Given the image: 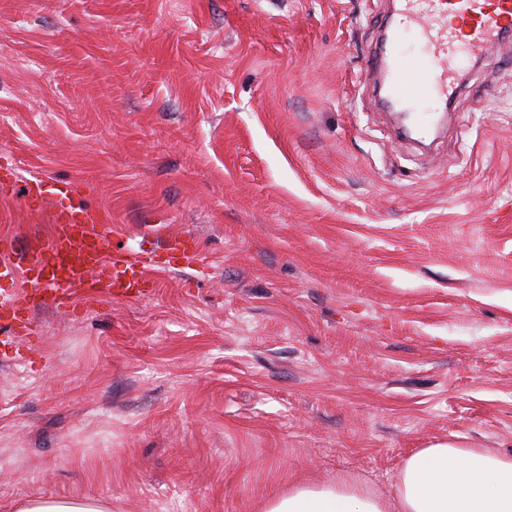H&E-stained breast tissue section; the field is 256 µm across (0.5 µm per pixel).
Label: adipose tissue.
Listing matches in <instances>:
<instances>
[{"label": "adipose tissue", "instance_id": "adipose-tissue-1", "mask_svg": "<svg viewBox=\"0 0 512 512\" xmlns=\"http://www.w3.org/2000/svg\"><path fill=\"white\" fill-rule=\"evenodd\" d=\"M266 512H512V456L438 444L405 459L393 498L328 481L292 487Z\"/></svg>", "mask_w": 512, "mask_h": 512}]
</instances>
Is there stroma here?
<instances>
[{
    "instance_id": "obj_1",
    "label": "stroma",
    "mask_w": 512,
    "mask_h": 512,
    "mask_svg": "<svg viewBox=\"0 0 512 512\" xmlns=\"http://www.w3.org/2000/svg\"><path fill=\"white\" fill-rule=\"evenodd\" d=\"M391 0H0V180L82 183L194 280L0 335V512L392 496L412 452L512 454V39L412 140L364 85ZM0 193L37 251L54 207ZM18 512H108L102 502L41 497L21 503Z\"/></svg>"
}]
</instances>
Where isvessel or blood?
<instances>
[{"mask_svg":"<svg viewBox=\"0 0 512 512\" xmlns=\"http://www.w3.org/2000/svg\"><path fill=\"white\" fill-rule=\"evenodd\" d=\"M383 32L367 58L366 72L381 84L389 108L412 113L417 128L435 120L433 104L448 103L462 89L465 62L480 60L489 45L512 36V0H398ZM411 41L410 52L399 49ZM78 188L71 182H52L41 176L25 181V201L39 209L52 202L56 224L46 253L17 250L0 242V330L13 336L30 328L29 302L52 296L60 307H71L75 296L85 301L111 293L112 250L110 218L76 203ZM198 251L176 250L165 262L154 251L140 249L124 261L137 286H146L152 273L195 269Z\"/></svg>","mask_w":512,"mask_h":512,"instance_id":"vessel-or-blood-1","label":"vessel or blood"}]
</instances>
